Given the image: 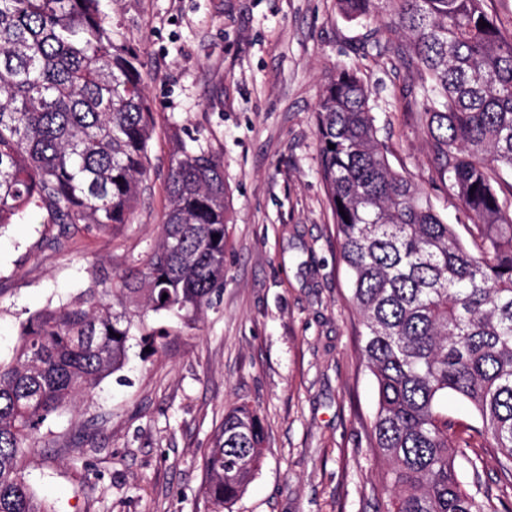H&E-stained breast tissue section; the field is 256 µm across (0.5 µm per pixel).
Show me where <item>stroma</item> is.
I'll list each match as a JSON object with an SVG mask.
<instances>
[{
	"label": "stroma",
	"instance_id": "35a3bbf8",
	"mask_svg": "<svg viewBox=\"0 0 512 512\" xmlns=\"http://www.w3.org/2000/svg\"><path fill=\"white\" fill-rule=\"evenodd\" d=\"M143 65L156 123L151 180L131 223L61 239L30 211L0 228V360L26 319L69 302L90 270L118 274L152 247L167 204L174 137L224 166L230 222L224 288L194 323L149 314L162 348L132 339L125 367L41 429L27 481L54 512H205L201 455L231 407L265 433L260 470L226 512H384L367 429L377 406L360 359V319L318 175L315 112L347 65L371 92L378 137L459 239L475 228L435 181L407 107L415 68L376 47L373 25L336 0H102ZM456 460L467 492L498 493L486 439Z\"/></svg>",
	"mask_w": 512,
	"mask_h": 512
}]
</instances>
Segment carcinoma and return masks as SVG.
I'll list each match as a JSON object with an SVG mask.
<instances>
[{"mask_svg":"<svg viewBox=\"0 0 512 512\" xmlns=\"http://www.w3.org/2000/svg\"><path fill=\"white\" fill-rule=\"evenodd\" d=\"M336 2L351 21L390 17L386 30L406 39L397 52L429 77L413 105L436 178L476 229L469 249L392 169L368 87L351 67L333 72L316 112L320 176L377 383L368 441L386 512H498L492 495L465 491L455 461L473 435L492 440L512 490V34L483 0ZM153 126L139 56L101 0H0V225L33 209L69 238L131 223ZM165 190L157 243L115 278L94 269L79 296L32 314L0 362V512H53L26 482L44 423L123 368L133 327L154 336L148 313L189 325L224 287L221 160L176 140ZM450 391L480 418L465 437L442 407ZM264 439L248 405L225 413L202 455L207 512L246 490Z\"/></svg>","mask_w":512,"mask_h":512,"instance_id":"1","label":"carcinoma"}]
</instances>
